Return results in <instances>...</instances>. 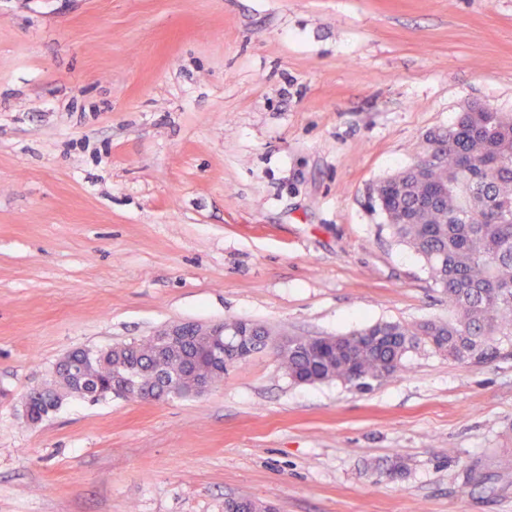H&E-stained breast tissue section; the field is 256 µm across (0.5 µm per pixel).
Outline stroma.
<instances>
[{
	"mask_svg": "<svg viewBox=\"0 0 512 512\" xmlns=\"http://www.w3.org/2000/svg\"><path fill=\"white\" fill-rule=\"evenodd\" d=\"M473 104L512 113V0H0V512H512V336L363 390L267 349L22 412L67 352L177 323L448 317L367 191Z\"/></svg>",
	"mask_w": 512,
	"mask_h": 512,
	"instance_id": "1",
	"label": "stroma"
}]
</instances>
